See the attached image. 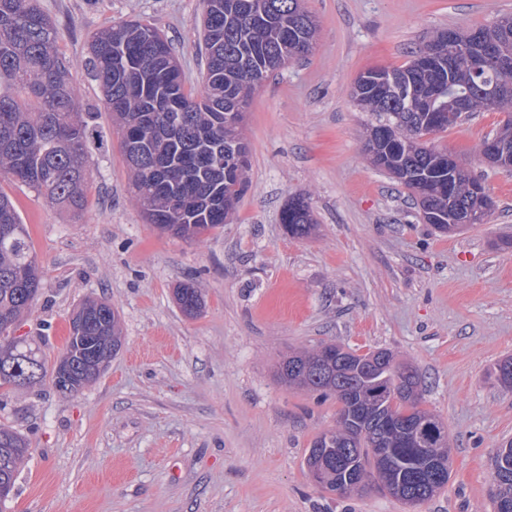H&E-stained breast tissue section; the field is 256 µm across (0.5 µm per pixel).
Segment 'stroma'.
Returning <instances> with one entry per match:
<instances>
[{
    "label": "stroma",
    "mask_w": 512,
    "mask_h": 512,
    "mask_svg": "<svg viewBox=\"0 0 512 512\" xmlns=\"http://www.w3.org/2000/svg\"><path fill=\"white\" fill-rule=\"evenodd\" d=\"M72 64L100 139L79 216L0 176L43 270L17 335L53 362L86 298L110 300L125 341L107 371L65 396L51 381L0 394V424L30 443L7 512H405L377 489L342 499L304 465L336 424V400L278 383V361L325 343L388 348L424 379L444 423L447 487L416 512H492L490 457L512 440V392L490 378L512 356V170L478 145L503 115L462 118L431 144L463 158L494 205L485 223L442 234L410 191L361 152L369 119L350 89L371 67L410 61L441 29L512 15V0H305L314 49L271 74L245 119L250 187L233 223L194 242L162 233L134 205L120 137L86 60L100 29L140 18L171 41L186 86L201 88L203 0H39ZM303 196L317 228L279 221ZM201 288L184 316L173 295ZM175 299L181 311L190 317L198 315L204 306L202 292L193 283H181L175 290Z\"/></svg>",
    "instance_id": "1"
}]
</instances>
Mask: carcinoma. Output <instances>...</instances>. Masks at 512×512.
<instances>
[{
    "mask_svg": "<svg viewBox=\"0 0 512 512\" xmlns=\"http://www.w3.org/2000/svg\"><path fill=\"white\" fill-rule=\"evenodd\" d=\"M246 0H204L202 40L207 55L204 89L185 87L173 48L151 24L128 20L91 36L89 65L98 82L112 125L122 132L121 149L129 190L144 220L161 232L183 240L216 233L233 220L246 194L249 145L242 126L225 114L241 112L261 77L279 69L288 51L305 57L315 42L317 22L302 0H264V15L254 17ZM442 30L405 65L372 67L354 82L353 100L373 121L367 131L397 128L364 146L371 164L407 189L426 183L428 193L414 196L424 218L448 217V182L457 186L456 200L472 194L475 179L448 167L447 151L418 141L425 132H445L468 112L505 114L494 136L512 137V24L454 32L448 53ZM490 44L496 63L483 57ZM478 84L497 86L501 103L485 104L474 92ZM88 121L79 112L78 89L70 62L60 52L58 30L38 0H0V175L33 188L50 203L81 211L87 203L85 149ZM280 223L293 239L309 237L315 222L308 203L292 198ZM42 271L26 226L15 204L0 191V336L32 312ZM181 311L190 317L204 306L192 283L175 290ZM80 310L94 319L87 336L105 347L108 337L122 338L119 313L107 300L91 299ZM89 360L76 357L79 392L91 382L84 377ZM50 375L45 360L27 340L0 343V389L24 376L32 387ZM280 383L336 398V426L317 434L305 456L308 474L330 492L347 470L366 474L347 498L372 487L373 476L392 481L401 497L422 503L447 484L451 475L445 429L422 408V378L411 363L388 349L364 356L336 344L293 352L281 360ZM495 384L512 391V356L495 363ZM387 448L386 457L379 449ZM28 444L16 431L0 426V486H14ZM442 464L443 477L429 479V460ZM490 496L494 512H512V441L490 459Z\"/></svg>",
    "mask_w": 512,
    "mask_h": 512,
    "instance_id": "1",
    "label": "carcinoma"
}]
</instances>
